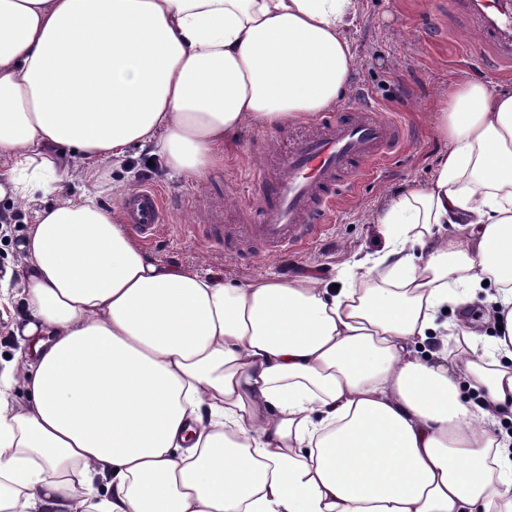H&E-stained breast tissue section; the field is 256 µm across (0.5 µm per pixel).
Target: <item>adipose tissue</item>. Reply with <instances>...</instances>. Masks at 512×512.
Returning a JSON list of instances; mask_svg holds the SVG:
<instances>
[{
  "instance_id": "ef3b65f1",
  "label": "adipose tissue",
  "mask_w": 512,
  "mask_h": 512,
  "mask_svg": "<svg viewBox=\"0 0 512 512\" xmlns=\"http://www.w3.org/2000/svg\"><path fill=\"white\" fill-rule=\"evenodd\" d=\"M360 11L0 0V219L31 218L0 512H512V90L449 87L447 152L335 287L162 263L100 202L132 148L197 178L245 129L334 107ZM432 334L454 349L420 352Z\"/></svg>"
}]
</instances>
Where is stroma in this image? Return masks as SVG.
<instances>
[{
    "mask_svg": "<svg viewBox=\"0 0 512 512\" xmlns=\"http://www.w3.org/2000/svg\"><path fill=\"white\" fill-rule=\"evenodd\" d=\"M351 37L356 72L341 107L358 103L359 91H366L383 118L402 123L407 139L397 153L372 163L366 176L348 179L317 242L273 254L258 243H241L231 252L223 242L208 238L212 214H222L228 224L246 223L235 206L244 196L259 205L261 187L254 173L259 167H271L274 159L285 158L294 138L313 129L310 121L246 130L237 144L225 147L223 164L197 180L167 172L157 162L129 172L102 164L103 204L117 209L127 193L144 185L159 186L172 200L171 225L149 244V253L168 264L192 262L222 272L228 281L267 274L330 280L354 255L382 253L386 240L376 222L378 215L404 190L425 184L437 156L447 148L432 122L440 95L450 85L473 77L495 89H512V77L499 75L486 61L459 59V44L471 36L448 14L445 0H362Z\"/></svg>",
    "mask_w": 512,
    "mask_h": 512,
    "instance_id": "1",
    "label": "stroma"
}]
</instances>
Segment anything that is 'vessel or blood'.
<instances>
[{"label":"vessel or blood","mask_w":512,"mask_h":512,"mask_svg":"<svg viewBox=\"0 0 512 512\" xmlns=\"http://www.w3.org/2000/svg\"><path fill=\"white\" fill-rule=\"evenodd\" d=\"M474 40L468 54L512 68V0H450ZM404 139L402 127L359 105L328 115L315 135L300 140L276 175L265 181L258 221L239 224L237 236L264 243L274 251L308 244L320 233L336 198L340 178L361 163L382 158ZM167 201L154 188H140L123 202L125 221L144 242L165 228Z\"/></svg>","instance_id":"1"}]
</instances>
